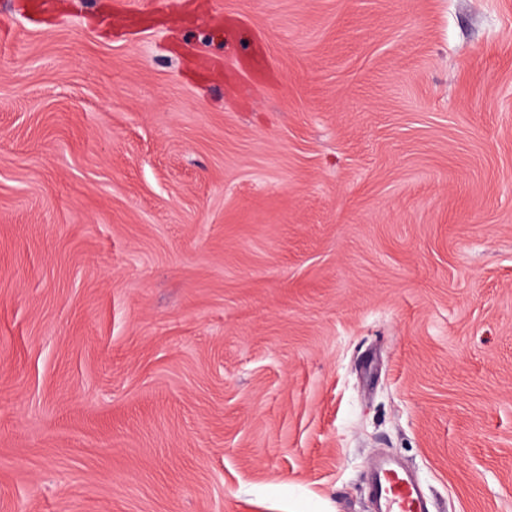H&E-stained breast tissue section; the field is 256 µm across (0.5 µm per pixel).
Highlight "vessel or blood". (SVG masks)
<instances>
[{
  "label": "vessel or blood",
  "instance_id": "obj_1",
  "mask_svg": "<svg viewBox=\"0 0 512 512\" xmlns=\"http://www.w3.org/2000/svg\"><path fill=\"white\" fill-rule=\"evenodd\" d=\"M368 488L376 512H430L428 503L411 476L393 459H375L368 473Z\"/></svg>",
  "mask_w": 512,
  "mask_h": 512
}]
</instances>
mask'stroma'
<instances>
[{"label":"stroma","mask_w":512,"mask_h":512,"mask_svg":"<svg viewBox=\"0 0 512 512\" xmlns=\"http://www.w3.org/2000/svg\"><path fill=\"white\" fill-rule=\"evenodd\" d=\"M0 0V512H512V0ZM368 488L376 512H430L427 500L411 476L393 459H375L368 473Z\"/></svg>","instance_id":"35a3bbf8"}]
</instances>
